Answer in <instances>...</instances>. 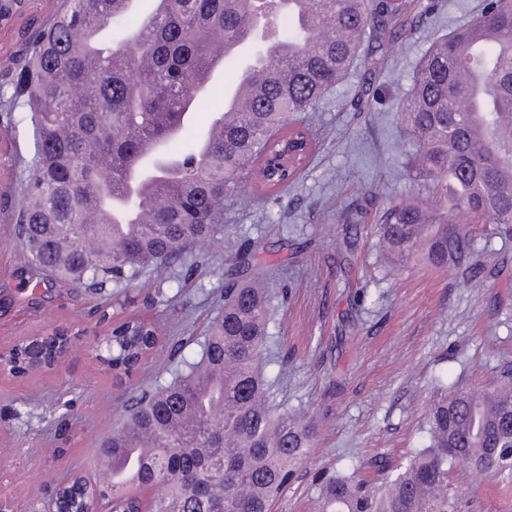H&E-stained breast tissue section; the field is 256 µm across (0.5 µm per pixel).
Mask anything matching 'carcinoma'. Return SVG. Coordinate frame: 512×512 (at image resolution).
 Masks as SVG:
<instances>
[{
    "instance_id": "carcinoma-1",
    "label": "carcinoma",
    "mask_w": 512,
    "mask_h": 512,
    "mask_svg": "<svg viewBox=\"0 0 512 512\" xmlns=\"http://www.w3.org/2000/svg\"><path fill=\"white\" fill-rule=\"evenodd\" d=\"M134 0H66L40 32L24 62L33 81L22 90L31 113V156L16 182L24 202L18 235L28 258L77 288L111 283L112 308L135 305L128 283L150 269L159 285L179 281L172 267H203L189 246L223 237L224 201L262 192L278 200L283 175L259 176L271 149L309 135L299 116L363 62L375 70L393 50L412 12L425 18L438 0H156L155 9L108 46L102 31L124 19ZM249 36L257 62L223 55L235 82L259 92L257 104L224 113L212 84L199 89L224 42ZM427 48L397 106L416 141L405 154L407 175L430 201L389 202L374 215H343L339 250L358 237L378 238L386 261L431 270L452 265L468 282L485 281L472 233L451 227L459 213L491 234L512 233V0H483L452 32L426 35ZM482 79L476 112L462 102L461 80ZM224 115L212 148L185 142L188 116ZM481 128L477 137L473 125ZM254 241H242L236 263L249 273ZM270 281L257 274L224 289V310L206 333L172 344L154 385L128 399L102 440L136 471L129 484L100 486L70 475L54 488L63 512L99 506L140 512L143 491L161 481L150 512H271L314 444L310 423L279 411L265 369L281 366L274 350ZM160 327L136 315L115 326L103 363L116 377L154 358ZM18 361L54 358L43 346L16 342ZM430 444L396 469L378 464L381 483L336 476L319 487L315 512H460L449 466L479 479L512 473V364L481 389L441 384L426 413Z\"/></svg>"
}]
</instances>
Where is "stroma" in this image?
Listing matches in <instances>:
<instances>
[{"instance_id": "obj_1", "label": "stroma", "mask_w": 512, "mask_h": 512, "mask_svg": "<svg viewBox=\"0 0 512 512\" xmlns=\"http://www.w3.org/2000/svg\"><path fill=\"white\" fill-rule=\"evenodd\" d=\"M63 5L32 0L26 16L0 30V84H16L24 46ZM426 47L420 31L399 38L377 78L373 112L356 110L361 66L322 98L313 155L277 202L257 196L245 205L225 203L224 247L216 253L207 244L192 246L191 255L207 264L201 275L184 280L176 306L159 302L152 274L133 283L135 315L162 320L163 336H197L222 309L240 240L265 243L258 270L276 269L274 289L288 291L287 299L273 301V332L287 356L272 387L274 402L320 424L272 512H312L320 473L376 481V462L406 461L424 442L437 380L479 388L512 361V238L479 241L478 260L489 274L482 286L466 283L452 267H391L373 236L360 239L347 275L336 271L337 226L358 190L379 185L383 204L424 195L401 164L406 139L396 107ZM12 110L11 103L0 105V348L52 324L78 334L58 368L0 373V497L23 504L45 500L65 476L96 478L92 462L102 439L130 391L149 386L159 365L146 364L115 382L91 351L104 330L95 311L111 289L76 288L26 263L14 232L20 200L13 182L28 153V128L7 123ZM54 399L64 401L62 413H51ZM449 476L464 512H512V486L478 482L459 464Z\"/></svg>"}]
</instances>
